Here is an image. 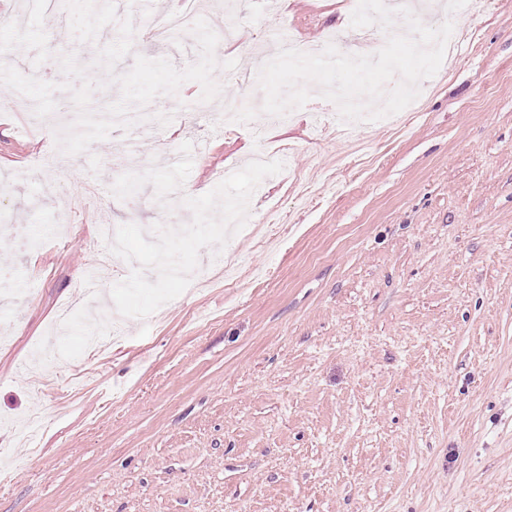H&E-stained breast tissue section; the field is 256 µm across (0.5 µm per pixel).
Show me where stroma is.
I'll return each instance as SVG.
<instances>
[{"instance_id": "stroma-1", "label": "stroma", "mask_w": 512, "mask_h": 512, "mask_svg": "<svg viewBox=\"0 0 512 512\" xmlns=\"http://www.w3.org/2000/svg\"><path fill=\"white\" fill-rule=\"evenodd\" d=\"M453 2L458 61L421 82L399 132L359 122L343 140L317 95L279 122L238 78L273 29L316 53L339 29L352 44L345 0H283L277 15L232 0L223 18L241 41L215 56L237 66L214 78L257 117L200 111L187 82L146 108L134 157L118 128L65 172L38 165L54 139L31 134L29 105L0 85V253L14 274L0 286V465L18 472L0 512H512V6ZM162 11L140 0L134 54L184 68L192 34L141 36ZM53 14V54L101 77L86 44L59 39L61 0ZM157 114L172 117L160 133ZM283 147L225 247L236 280L187 289L90 353L131 272L116 257L83 287L106 247L99 224L187 223L171 186L205 194ZM90 178L95 201L73 210ZM15 224L30 232L21 251Z\"/></svg>"}]
</instances>
